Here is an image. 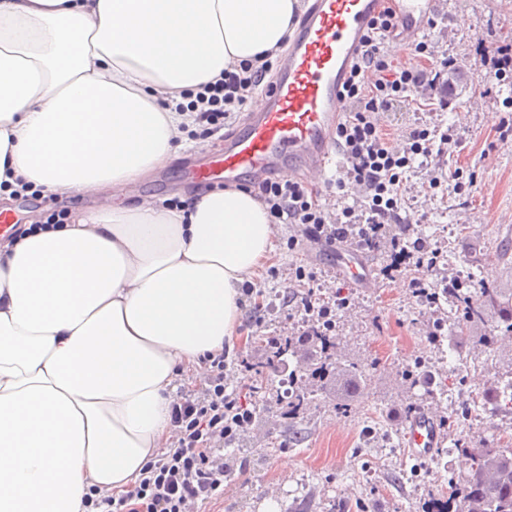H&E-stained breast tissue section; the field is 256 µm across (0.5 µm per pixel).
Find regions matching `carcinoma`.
I'll return each mask as SVG.
<instances>
[{
	"label": "carcinoma",
	"mask_w": 512,
	"mask_h": 512,
	"mask_svg": "<svg viewBox=\"0 0 512 512\" xmlns=\"http://www.w3.org/2000/svg\"><path fill=\"white\" fill-rule=\"evenodd\" d=\"M461 302L463 317L456 321V328L449 331V337L464 336V327L472 321H482L491 316L504 325V332L512 334V289L505 294L499 288H484L478 296H472L468 289L456 290ZM289 352L280 351L267 357L265 367L280 370L281 385L290 399V404L301 406L308 399V389L299 384L296 373L286 370L285 362ZM308 377L320 383V387L336 379L344 371L356 379L364 376L363 369L351 362L341 368L329 357L317 359L308 357ZM472 457L479 458L472 463L471 472L464 481V494L456 512H512V442L499 441L486 445Z\"/></svg>",
	"instance_id": "1"
}]
</instances>
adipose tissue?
<instances>
[{
    "instance_id": "obj_1",
    "label": "adipose tissue",
    "mask_w": 512,
    "mask_h": 512,
    "mask_svg": "<svg viewBox=\"0 0 512 512\" xmlns=\"http://www.w3.org/2000/svg\"><path fill=\"white\" fill-rule=\"evenodd\" d=\"M300 0H0V183L69 197L183 147L177 104L282 51ZM227 189L70 210L0 241V512H88L165 447L179 383L236 333L272 251Z\"/></svg>"
}]
</instances>
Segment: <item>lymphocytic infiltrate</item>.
Instances as JSON below:
<instances>
[{"mask_svg":"<svg viewBox=\"0 0 512 512\" xmlns=\"http://www.w3.org/2000/svg\"><path fill=\"white\" fill-rule=\"evenodd\" d=\"M397 27L396 13L384 7L372 20L365 48L357 56L345 88L347 113L337 130L343 175L336 188L340 208L322 207L315 192L298 180L283 178L258 188V197L276 224H294L306 238L333 244L353 242L364 249L386 247L391 261L385 278L411 270L408 281L414 296L434 300L430 285L418 272L433 269L436 254L421 241H409V221L400 213L405 174L417 156H430L435 144H448L451 134L433 137L415 127L391 137L380 123L381 113L415 96L426 107H446L435 97L447 82L454 63L436 57L425 42L413 47L415 61L404 65L390 57L384 43ZM274 62L270 53L225 68L221 78L204 84L191 105L198 122L221 130L263 88ZM287 304L304 314V335L318 336L336 326L337 310L345 299L329 304L314 289L287 297ZM226 352L210 353L200 367L197 388L177 393L171 405L170 446L149 462L141 477L120 496L97 492L95 505L112 512H204L224 495L228 464L224 447L254 423L255 413L242 404L237 392L224 384Z\"/></svg>","mask_w":512,"mask_h":512,"instance_id":"f902f5d3","label":"lymphocytic infiltrate"}]
</instances>
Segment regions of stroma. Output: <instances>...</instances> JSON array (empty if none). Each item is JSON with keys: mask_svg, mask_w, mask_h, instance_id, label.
Segmentation results:
<instances>
[{"mask_svg": "<svg viewBox=\"0 0 512 512\" xmlns=\"http://www.w3.org/2000/svg\"><path fill=\"white\" fill-rule=\"evenodd\" d=\"M447 2V14L426 33L436 55L454 59L458 67L446 94L447 109L428 112L407 101L384 113L382 123L393 134L416 126L449 129L460 142L414 162L401 213L415 238L438 253L436 266L425 274L428 282L454 279L474 291L486 283L512 289V265L500 257L501 247L512 243V148L493 145L499 125L512 122V74L492 79L480 65L477 46L482 38L512 45V0ZM223 144L195 130L177 158L142 180L140 197L164 205L203 193V186L187 182L185 168L196 152H215ZM455 169L465 184L462 193L430 188L431 177ZM9 207L23 227L48 223L67 213L70 203L37 189L11 193ZM296 233L289 224L275 227L274 249L251 283L264 307L257 313L252 302L243 303L230 359L243 355L265 362L266 334L301 332L302 313L283 308L281 301L303 290L298 270L317 273L323 297L342 286L324 246L307 240L289 246ZM408 281L403 275L379 279L370 290L350 289V307L337 314L332 359L364 368L367 378L359 386L316 389L307 405L294 410L281 397L278 373L267 371L258 390L241 375L228 377L229 388L238 390L256 421L226 447L224 497L210 505V512H283L291 505L331 512L336 501L359 503L360 512H430L432 498L469 473L460 445L480 448L512 439V414L487 402L501 375L512 371L503 359L512 340L500 335L490 318L473 325V341L451 348L454 364L440 363L439 345L429 333L441 313L413 297ZM479 336L495 337L494 348L476 344ZM427 402L441 411L446 442L435 457L417 459L404 446L405 422Z\"/></svg>", "mask_w": 512, "mask_h": 512, "instance_id": "35a3bbf8", "label": "stroma"}]
</instances>
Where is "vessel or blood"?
Listing matches in <instances>:
<instances>
[{"mask_svg":"<svg viewBox=\"0 0 512 512\" xmlns=\"http://www.w3.org/2000/svg\"><path fill=\"white\" fill-rule=\"evenodd\" d=\"M382 7L383 0H307L273 85L248 112L242 130L225 134L222 153L195 166V182L232 187L281 176L318 188L337 179L336 133L346 111L344 85ZM445 11L446 0H399L395 41H414L429 19ZM329 259L337 275L361 288L375 287L372 265L356 249L336 247ZM404 440L416 458L430 457L442 447L445 433L437 405L409 417Z\"/></svg>","mask_w":512,"mask_h":512,"instance_id":"1","label":"vessel or blood"}]
</instances>
